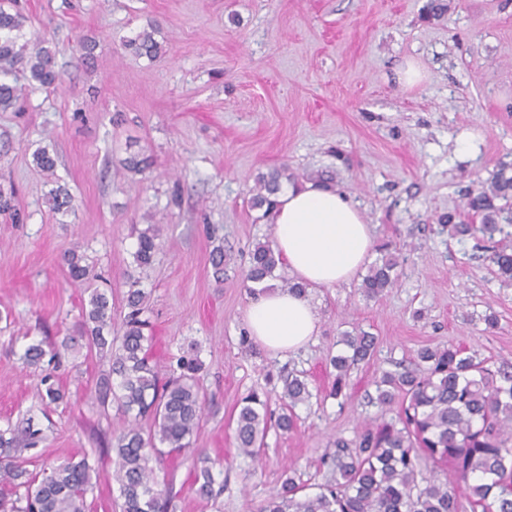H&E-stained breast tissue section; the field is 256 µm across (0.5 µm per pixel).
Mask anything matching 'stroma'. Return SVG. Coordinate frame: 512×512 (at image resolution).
I'll use <instances>...</instances> for the list:
<instances>
[{"label":"stroma","instance_id":"1","mask_svg":"<svg viewBox=\"0 0 512 512\" xmlns=\"http://www.w3.org/2000/svg\"><path fill=\"white\" fill-rule=\"evenodd\" d=\"M444 2L438 15L430 0H17L27 37L49 40L62 78L46 91L13 69L5 80L22 97L0 111V185L14 187L22 218L0 215V424L28 418L45 434L22 460L38 468L100 450L89 512H121L111 442L128 421L95 400L107 357L83 345L66 353V398L47 407L41 368L19 356L43 337L80 335L85 293L68 282V251L102 273L112 315L122 318L135 226L161 227L141 279L154 351L165 369L197 351L205 410L194 445L223 487L200 497L188 463L167 461L157 475L179 492L174 512H257L286 477L325 483L329 441L391 419L369 400L374 381L420 348L460 344L512 362V283L476 258V238L452 237L439 223L451 212L479 223L468 197L512 168V0ZM149 21L165 46L153 61L122 45ZM89 40L97 43L90 66ZM409 60L425 74L413 87L397 78ZM39 146L54 152L74 198L67 214L48 208L50 185L32 159ZM137 152L152 158L142 174L123 166ZM281 167L300 185L325 178L360 210L374 244L396 245L404 262L377 299L363 296L357 277L308 289L319 318L313 341L245 355L251 294L240 273L255 243L274 238L251 199L258 176ZM218 243L231 258L220 284L210 266ZM354 329L377 337L376 354L352 370L348 397H329L328 350ZM291 374L311 392L295 409V429L270 428L258 460L239 455L240 400L277 398Z\"/></svg>","mask_w":512,"mask_h":512}]
</instances>
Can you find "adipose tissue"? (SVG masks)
Returning <instances> with one entry per match:
<instances>
[{
  "label": "adipose tissue",
  "instance_id": "obj_1",
  "mask_svg": "<svg viewBox=\"0 0 512 512\" xmlns=\"http://www.w3.org/2000/svg\"><path fill=\"white\" fill-rule=\"evenodd\" d=\"M272 221L277 251L307 287L349 282L371 254L369 224L345 196L327 186L309 183L281 192ZM242 323L249 337L273 354L296 351L319 331L309 301L285 288L259 292Z\"/></svg>",
  "mask_w": 512,
  "mask_h": 512
}]
</instances>
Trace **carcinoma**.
I'll return each instance as SVG.
<instances>
[{
	"instance_id": "obj_1",
	"label": "carcinoma",
	"mask_w": 512,
	"mask_h": 512,
	"mask_svg": "<svg viewBox=\"0 0 512 512\" xmlns=\"http://www.w3.org/2000/svg\"><path fill=\"white\" fill-rule=\"evenodd\" d=\"M14 0H0V74L22 65L30 81L51 88L60 76L55 68V51L45 39H25L27 17L8 10ZM152 22L124 41L131 53L155 59L163 46ZM20 89L0 81V111L15 106ZM38 169L55 177L56 160L48 148L32 153ZM292 180L286 168H276L258 179L252 206L272 212L282 181ZM50 210L66 213L74 208L73 197L61 185L51 189ZM468 207L482 215V224H455L454 235H481L489 255L486 259L497 275L512 281V248L497 244L495 237L509 235L512 226V175L502 168L490 188L469 198ZM160 246V228L149 224L137 230L133 252L134 271L127 273L129 288L124 295L128 312L121 323L112 318V298L95 286L102 280L84 255L71 250L63 265L72 283L84 287L87 305L82 307L88 345L111 354L108 371L96 383V400L102 408L116 405L130 424L113 436L114 479L123 499L122 512H170L178 492L171 482H159L152 462L164 456L192 458L194 483L202 497L214 494L210 468L201 450L193 447L200 427L204 396L196 374L202 367L198 355L177 360L178 371L161 375L150 353L152 336L145 334L150 321L147 295L139 288L134 272L145 273ZM368 267L361 288L377 298L398 278L399 251L389 245ZM213 276L224 280L226 254L218 244L210 253ZM277 279L281 287L306 294V287L290 277L282 257L270 241L252 249L242 272L243 284L251 292L269 287ZM73 339L28 345L21 355L27 367L45 362L41 400L46 407L64 400L57 384L54 362L72 348ZM336 344L341 349L330 357L335 378L329 395L347 396L350 371L373 359L377 338L365 331L345 333ZM376 400L383 407L396 408V418L368 424L351 439L336 438L323 457L331 480L316 493L288 477L280 490L260 506L259 512H512V364L489 366L461 345L422 348L412 367L383 372L375 381ZM311 397L307 382L299 376L285 380L279 397L281 412L273 415L268 399L252 393L242 398L236 417L235 441L240 454L257 458L269 425L288 432L295 427V407ZM152 421L143 431L140 420ZM42 432L30 425L7 423L0 427V483L13 490L25 489L22 512H85L86 498L93 491L92 473L98 458L84 453L43 469L29 472L17 460V453L35 448ZM445 472L439 477L438 472Z\"/></svg>"
}]
</instances>
